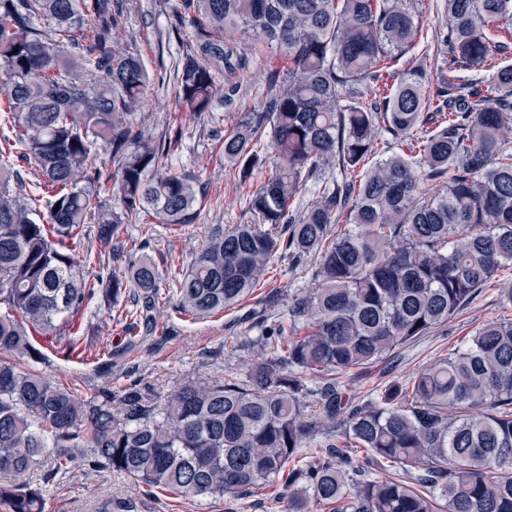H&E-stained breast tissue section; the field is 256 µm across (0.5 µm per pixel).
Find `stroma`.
I'll list each match as a JSON object with an SVG mask.
<instances>
[{
	"instance_id": "35a3bbf8",
	"label": "stroma",
	"mask_w": 512,
	"mask_h": 512,
	"mask_svg": "<svg viewBox=\"0 0 512 512\" xmlns=\"http://www.w3.org/2000/svg\"><path fill=\"white\" fill-rule=\"evenodd\" d=\"M180 0H122L123 19L112 33L113 49L138 55L149 74L147 96L135 111L145 129L154 135L167 126L181 127L182 139L169 162L173 172L197 176L206 188V199L194 224L173 229L158 219L143 216L123 224L121 237L142 246L164 270L187 267L204 248L212 224H252L256 218L248 209L247 189L234 165L224 159L222 141L247 112L262 111L271 91L266 82L269 69L280 61L259 40L244 38L232 43L236 57L245 58L246 67L217 72L219 91L234 89L231 100L217 104L222 122L197 116L180 106L175 97L177 64L184 50L181 39L169 36L168 28ZM420 39L413 59L423 60L429 71H437L443 59L434 48L447 23L444 0H418ZM311 279L310 272L292 269L287 260L276 259L265 284L239 305L223 313L194 319L176 311L172 304L160 306L155 314L156 330L145 334L127 331L117 313L90 308L80 328H67L64 342L74 343L77 355L64 359L57 342L37 337L36 345L45 359L38 369L51 382L77 385L82 396L92 395L106 383L124 384L128 368L150 385L153 396H164L197 377L220 378L231 370L246 375L258 351L249 345L254 332L248 315L265 310L270 322L286 321L288 308L301 298ZM512 282V268H504L494 282L463 307L448 323L428 336L406 345L390 359L373 367L338 375L345 396L357 403H382L395 389L425 365L447 357L462 346L482 324L512 313L501 299L504 284ZM279 291L283 300L266 306L270 291ZM111 361V375H104L98 361ZM49 464H41L30 481L41 487L46 512H101L107 499L131 498L136 512H283L285 488L270 483L241 499H197L182 501L163 492L146 494L126 477L110 470L97 472L73 469L66 476L49 477Z\"/></svg>"
}]
</instances>
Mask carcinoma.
<instances>
[{
    "mask_svg": "<svg viewBox=\"0 0 512 512\" xmlns=\"http://www.w3.org/2000/svg\"><path fill=\"white\" fill-rule=\"evenodd\" d=\"M448 60L436 75L413 62L388 88L390 64L415 46V0H181L172 33L193 39L176 98L214 117L215 67L242 68L227 43L267 40L288 60L275 94L224 135L257 224H213L206 247L174 272L175 309L214 316L258 288L277 258L315 263L314 287L289 325L253 314L261 360L241 378H202L161 399L139 377L86 398L25 365L45 360L32 334H57L95 301L125 307L128 328L152 332L166 272L132 258L123 221L196 220L205 188L167 173L173 133L133 118L150 76L112 50L114 0H0V101L14 143L49 193L48 218L13 193L20 172L0 158V504L44 512L25 477L110 469L182 500L241 498L280 481L286 512H512V318L483 324L432 362L390 403L352 406L336 374L381 363L448 323L512 265V65L493 90L460 72L512 54V0H445ZM47 22L48 30L38 27ZM372 83L375 97L359 99ZM409 145L365 167L381 131ZM109 152L112 169L94 163ZM339 178L324 179L332 168ZM317 200L292 202L310 182ZM346 216V229L336 225ZM94 235L107 256L87 277L77 248ZM365 461L395 477L361 479Z\"/></svg>",
    "mask_w": 512,
    "mask_h": 512,
    "instance_id": "obj_1",
    "label": "carcinoma"
}]
</instances>
